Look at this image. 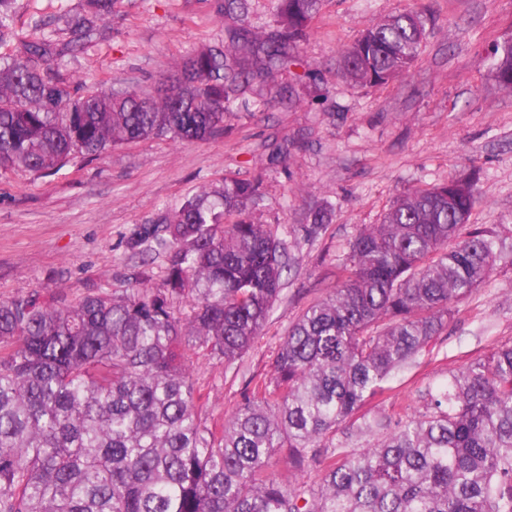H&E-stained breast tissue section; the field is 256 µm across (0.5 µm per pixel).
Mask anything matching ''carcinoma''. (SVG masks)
I'll return each instance as SVG.
<instances>
[{
	"label": "carcinoma",
	"mask_w": 512,
	"mask_h": 512,
	"mask_svg": "<svg viewBox=\"0 0 512 512\" xmlns=\"http://www.w3.org/2000/svg\"><path fill=\"white\" fill-rule=\"evenodd\" d=\"M14 2L0 0V47H12L0 54V169L44 176L149 137L204 141L227 113L256 105V85L292 101L277 78L301 65L324 5L273 0L258 27L249 0H224L221 42L153 90L80 92L65 58L121 0L64 12L65 42L39 26L18 33ZM432 23L424 10L387 15L342 52L341 75L365 85L406 75ZM493 55L491 75L511 91L512 42ZM478 198L475 177L451 176L361 228L338 258L336 288L289 326L270 378L219 429L199 413L182 346L232 364L279 298L288 252L252 218L260 178H226L144 227L167 260L159 288L1 300L0 512H512V345L450 373L410 415L346 427L504 259L494 232L468 229ZM339 433L363 444L350 451ZM283 451L318 480L281 481L272 459Z\"/></svg>",
	"instance_id": "1"
}]
</instances>
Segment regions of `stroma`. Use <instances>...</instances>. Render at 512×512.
Returning <instances> with one entry per match:
<instances>
[{"label": "stroma", "mask_w": 512, "mask_h": 512, "mask_svg": "<svg viewBox=\"0 0 512 512\" xmlns=\"http://www.w3.org/2000/svg\"><path fill=\"white\" fill-rule=\"evenodd\" d=\"M83 0H16L17 29H54L61 6ZM216 0H123L65 72L75 85L153 87L175 62L218 43L224 21ZM408 8L435 18L409 73L383 85L340 77L342 51L386 15ZM512 40V0H326L302 53L316 87L294 105L234 112L203 142L150 138L99 158H78L50 176L0 175V300L32 290L73 302L87 294L122 296L158 286L166 260L133 246L140 227L185 198L229 177H263L256 222L285 243L284 288L252 347L225 365L187 346L197 404L223 423L251 382L269 378L289 325L337 283L336 258L362 226L381 223L389 205L422 185L478 170L481 198L470 222L512 242V92L491 77L495 46ZM301 141L286 163L271 165L275 144ZM331 221L309 233V213ZM142 283H135V275ZM512 344V261L460 302L446 327L411 367L395 373L366 416L420 409L429 386L451 370Z\"/></svg>", "instance_id": "1"}]
</instances>
